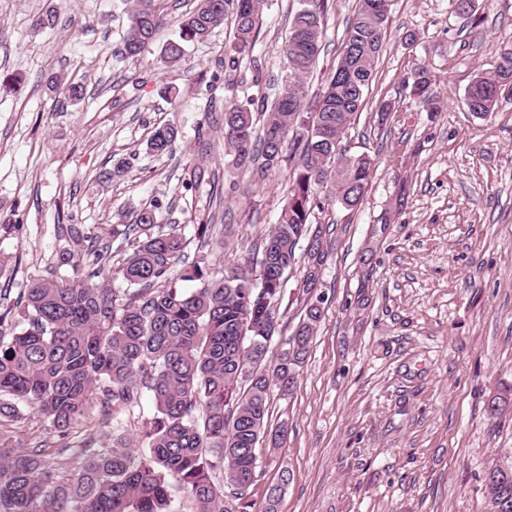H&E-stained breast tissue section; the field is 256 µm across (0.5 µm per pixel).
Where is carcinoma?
<instances>
[{"label": "carcinoma", "mask_w": 512, "mask_h": 512, "mask_svg": "<svg viewBox=\"0 0 512 512\" xmlns=\"http://www.w3.org/2000/svg\"><path fill=\"white\" fill-rule=\"evenodd\" d=\"M330 0H301L290 20L282 52L285 92L259 111L253 99L224 103V155L234 170L260 183L279 170L287 155L297 158L288 201L276 224L244 260L224 265L213 277L194 265L181 275L172 260L183 251L184 226L165 222L159 207L143 204L124 215L138 229L132 254L118 274L128 288L104 283L38 279L14 307L0 311V512H173L172 492L189 497L195 512H224V485L239 492L258 477L255 454L262 441L280 446L288 423L268 421L270 393L291 395L310 342L324 317L318 288L324 259L323 225L310 216L325 204L358 207L371 178V157L337 150L359 112L374 77L388 20V0H359L347 28L344 50L312 110L302 88L313 74L325 33ZM263 0H197L183 16L178 37L164 42L160 62L180 64L190 44H203L232 15L236 34L227 69L253 51ZM167 25L159 0H135L122 54L138 59ZM409 96L428 112L443 99L422 66L403 79ZM512 49L493 70L478 75L465 93L469 111L488 116L500 100L512 99ZM179 132L155 128L146 151L172 150ZM307 242L302 280L304 314L288 348L270 360L277 325L262 298L281 301L285 274ZM184 281H196L188 289ZM138 448L120 434L112 446L80 449L67 477H58V449L23 447L10 433L32 408L62 439L86 409L99 403L112 418L141 409ZM489 512H512V464L486 472Z\"/></svg>", "instance_id": "1"}]
</instances>
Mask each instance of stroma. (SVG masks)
Masks as SVG:
<instances>
[{
    "mask_svg": "<svg viewBox=\"0 0 512 512\" xmlns=\"http://www.w3.org/2000/svg\"><path fill=\"white\" fill-rule=\"evenodd\" d=\"M132 0H0V289L14 303L29 281L79 274L110 282L133 249L134 231L112 232L116 215L160 203L179 224L214 215L208 245L191 242L174 266L219 272L275 224L294 160L263 185L227 191L224 131L212 116L225 98L282 95L281 47L299 0H265L253 58L234 74L223 60L234 40L225 18L185 63L162 65L157 50L122 57ZM480 26L450 0H391L376 77L341 145L373 158L362 204L313 212L328 225L321 289L324 319L292 397L272 394L269 420L288 424L282 447L260 443L259 475L243 498L224 490L227 512H261L281 471L291 479L279 512H488L485 471L512 462V405L493 417L489 400L512 401V101L488 117L467 108L468 86L512 48V0H478ZM357 0H331L313 99L336 65ZM57 12L33 32L34 15ZM426 67L444 101L423 111L402 87ZM82 84L85 98L61 105L50 78ZM390 103L387 118L375 110ZM179 137L171 152L146 153L154 127ZM205 180L182 183L197 156ZM124 177L104 181L116 162ZM108 248L93 265L88 250ZM77 266L61 264L63 251ZM303 262L288 275L273 352L303 312ZM99 406L81 417L59 458L112 441Z\"/></svg>",
    "mask_w": 512,
    "mask_h": 512,
    "instance_id": "obj_1",
    "label": "stroma"
}]
</instances>
